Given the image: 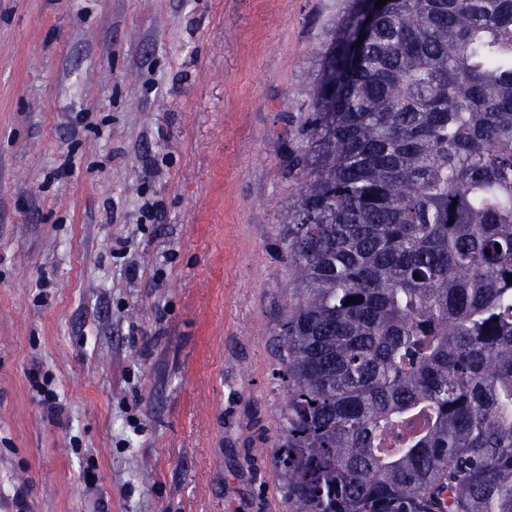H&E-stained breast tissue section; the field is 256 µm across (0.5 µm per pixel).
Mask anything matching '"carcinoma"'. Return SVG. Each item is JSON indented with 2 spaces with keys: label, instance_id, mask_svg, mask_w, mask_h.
I'll return each instance as SVG.
<instances>
[{
  "label": "carcinoma",
  "instance_id": "1",
  "mask_svg": "<svg viewBox=\"0 0 512 512\" xmlns=\"http://www.w3.org/2000/svg\"><path fill=\"white\" fill-rule=\"evenodd\" d=\"M291 138L288 512H512V0H350Z\"/></svg>",
  "mask_w": 512,
  "mask_h": 512
}]
</instances>
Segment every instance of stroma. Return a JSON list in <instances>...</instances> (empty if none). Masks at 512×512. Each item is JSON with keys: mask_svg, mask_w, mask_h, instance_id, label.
<instances>
[{"mask_svg": "<svg viewBox=\"0 0 512 512\" xmlns=\"http://www.w3.org/2000/svg\"><path fill=\"white\" fill-rule=\"evenodd\" d=\"M345 6L0 0V512H288L285 132Z\"/></svg>", "mask_w": 512, "mask_h": 512, "instance_id": "1", "label": "stroma"}]
</instances>
